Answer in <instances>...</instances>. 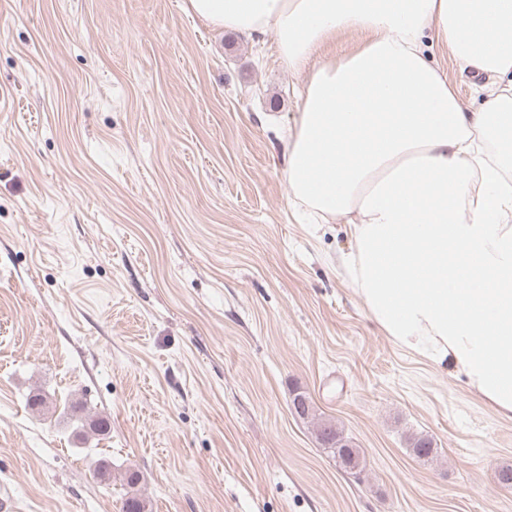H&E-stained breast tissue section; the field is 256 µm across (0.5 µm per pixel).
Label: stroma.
<instances>
[{
    "mask_svg": "<svg viewBox=\"0 0 512 512\" xmlns=\"http://www.w3.org/2000/svg\"><path fill=\"white\" fill-rule=\"evenodd\" d=\"M301 80L188 0H0L6 512H121L130 469L149 512H512V413L396 344L349 225L288 199ZM327 431L330 433L333 439H335V442L329 446H327L320 438L321 435ZM316 435L321 445L324 446L325 449H330L332 453L336 455L344 464L345 462L343 460V454L346 449L345 447L349 445V442L343 436L342 432H340L339 429L336 427V424L333 423V421L330 419H320L316 425ZM330 435L328 433L324 435L323 439L325 442H331ZM336 444H338L339 447H336Z\"/></svg>",
    "mask_w": 512,
    "mask_h": 512,
    "instance_id": "stroma-1",
    "label": "stroma"
}]
</instances>
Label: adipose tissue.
Returning <instances> with one entry per match:
<instances>
[{
  "instance_id": "1",
  "label": "adipose tissue",
  "mask_w": 512,
  "mask_h": 512,
  "mask_svg": "<svg viewBox=\"0 0 512 512\" xmlns=\"http://www.w3.org/2000/svg\"><path fill=\"white\" fill-rule=\"evenodd\" d=\"M213 26L273 34L306 72L283 154L288 198L350 224L348 273L396 343L512 413V0H190ZM363 41L338 59L337 35ZM482 80L478 109L434 50Z\"/></svg>"
}]
</instances>
